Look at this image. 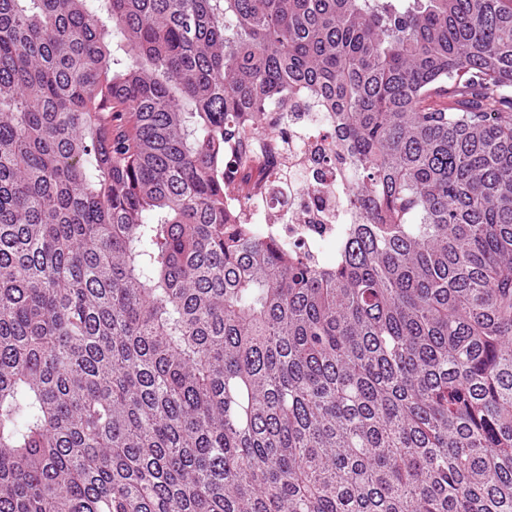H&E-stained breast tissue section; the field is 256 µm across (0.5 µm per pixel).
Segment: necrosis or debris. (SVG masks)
I'll list each match as a JSON object with an SVG mask.
<instances>
[{"label": "necrosis or debris", "instance_id": "obj_1", "mask_svg": "<svg viewBox=\"0 0 512 512\" xmlns=\"http://www.w3.org/2000/svg\"><path fill=\"white\" fill-rule=\"evenodd\" d=\"M338 136V130L326 123L323 113L302 106L289 113L282 161L287 168L297 169L299 177L292 199L285 206L273 200V187L266 178L267 154L276 141L259 137V152L249 180L261 189L263 203L250 208V223L281 242L304 241L318 253L335 242L337 226L349 223L350 213L336 188L335 171L323 165L320 158Z\"/></svg>", "mask_w": 512, "mask_h": 512}]
</instances>
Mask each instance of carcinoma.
Wrapping results in <instances>:
<instances>
[{"label":"carcinoma","instance_id":"1","mask_svg":"<svg viewBox=\"0 0 512 512\" xmlns=\"http://www.w3.org/2000/svg\"><path fill=\"white\" fill-rule=\"evenodd\" d=\"M400 2L0 0V512H512V0ZM299 101V107L288 113V143L282 154L288 170L302 165L297 170V188L288 207L272 199L273 186L266 178L267 154L270 150L275 152L276 140L257 137L259 152L249 171V180L251 185L261 189L263 204L248 208L249 222L281 242L302 240L308 249L322 253L327 244L336 241V226L350 223L343 195L336 189V172L320 162V157L335 138L339 139L340 133L325 122L324 112L308 111L307 101ZM304 126H315L316 130L305 136L298 132Z\"/></svg>","mask_w":512,"mask_h":512}]
</instances>
